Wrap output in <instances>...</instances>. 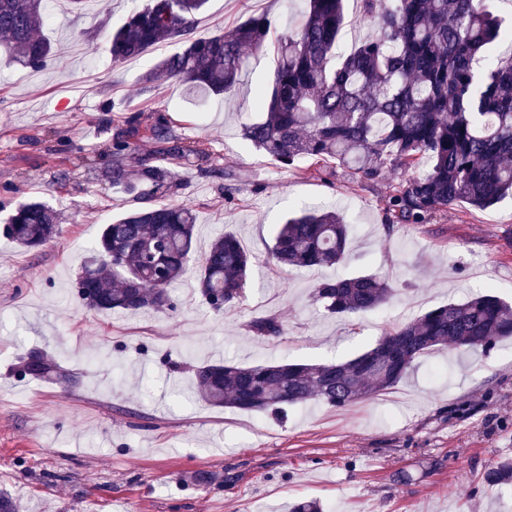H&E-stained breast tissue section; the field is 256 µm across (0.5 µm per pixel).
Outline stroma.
Masks as SVG:
<instances>
[{
    "mask_svg": "<svg viewBox=\"0 0 512 512\" xmlns=\"http://www.w3.org/2000/svg\"><path fill=\"white\" fill-rule=\"evenodd\" d=\"M146 3L84 0L75 10L48 0V65L33 70L0 52V225L31 199L52 206L59 225L30 252L0 233V491L19 500V512H288L310 498L325 512H512V486L483 481L512 457L510 342L484 355L435 352L390 390L344 408L297 405L277 417L214 408L194 394L192 370L204 362H331L369 349L394 322L485 287L512 299V200L387 229L384 197L404 171L357 185L340 169L279 168L242 139L274 48L251 60L235 91L205 100L175 81L141 84L178 43L113 62L109 32ZM304 8V0H208L195 32L220 34L262 13L282 27ZM117 111L145 127L167 117L185 142L208 148L215 173L183 168L177 199L196 211L197 252L230 232L255 257L232 307L212 311L190 273L172 287L171 311L97 313L78 299L81 260L132 206L104 177ZM298 204L342 211L347 265L269 262L275 228ZM361 273L390 278L397 292L388 306L337 318L311 304L317 282ZM262 315L277 316L283 335L253 337L245 324ZM33 350L70 381L21 375ZM202 473L210 483H198Z\"/></svg>",
    "mask_w": 512,
    "mask_h": 512,
    "instance_id": "1",
    "label": "stroma"
}]
</instances>
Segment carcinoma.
<instances>
[{
    "instance_id": "carcinoma-1",
    "label": "carcinoma",
    "mask_w": 512,
    "mask_h": 512,
    "mask_svg": "<svg viewBox=\"0 0 512 512\" xmlns=\"http://www.w3.org/2000/svg\"><path fill=\"white\" fill-rule=\"evenodd\" d=\"M45 0H0V49L25 67L42 68L52 57L40 35ZM206 0H150L130 13L109 38L115 62L144 55L166 41L181 51L162 58L144 76L147 88L176 81L189 94L222 96L240 81L249 58L264 52L275 21L251 15L232 30L195 35ZM372 34L346 52L337 50L345 22L344 0H308L300 21L277 34L276 66L253 107L260 116L242 137L281 169L303 159L335 164L352 183L378 180L394 167L411 176L392 184L383 208L387 226L419 224L452 206L487 209L512 196V56L494 53L512 29L487 0H362ZM112 142L107 178L135 207L104 226L81 265L78 295L100 313L173 308L171 287L195 270L199 292L222 311L241 296L252 266L250 254L228 233L195 255V210L173 201L182 187L179 168L203 150L181 144L160 117L144 137L158 144L135 152L136 117ZM54 211L43 201L19 204L4 233L25 250L54 238ZM349 227L332 210L304 207L277 225L269 261L310 268L348 259ZM396 288L384 276L361 274L324 280L310 299L331 316L359 317L388 304ZM258 338L283 334L273 316L254 318ZM512 338V303L488 291L450 302L398 324L366 352L337 363L275 362L253 366L214 363L193 370L199 398L215 407L278 413L308 402L345 407L398 384L422 358L448 346L486 353ZM32 379L56 375L39 351L21 364ZM512 484V458L485 477Z\"/></svg>"
}]
</instances>
